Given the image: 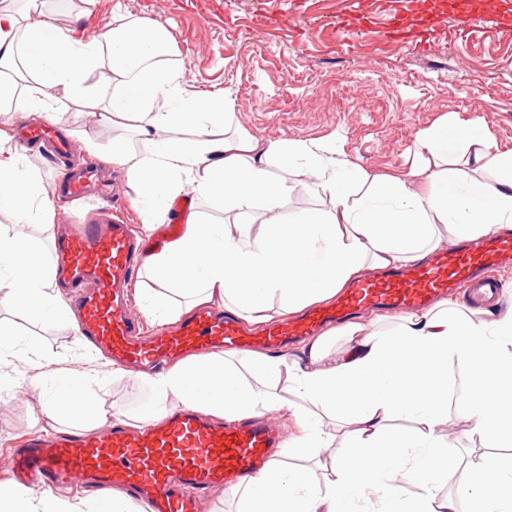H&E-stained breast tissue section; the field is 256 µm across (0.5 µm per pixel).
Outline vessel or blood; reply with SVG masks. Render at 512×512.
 Returning a JSON list of instances; mask_svg holds the SVG:
<instances>
[{
    "mask_svg": "<svg viewBox=\"0 0 512 512\" xmlns=\"http://www.w3.org/2000/svg\"><path fill=\"white\" fill-rule=\"evenodd\" d=\"M24 137L51 143L60 157L75 149L46 123L29 127ZM96 178V169L90 168L72 180L67 202L84 200ZM140 248L131 225L110 216L66 225L54 243L59 277L76 290L80 337L131 369L158 366L188 351L273 347L373 306L417 312L461 285L475 300L495 298L498 282L490 271L512 258V235L482 248L445 249L428 264L362 279L333 306L273 324L261 336L248 335L223 312L202 311L181 319L168 333L142 337V320L128 294ZM284 444L280 427L265 416L227 427L180 405L157 424L130 427L116 421L103 431L29 435L1 462L15 482L29 487L120 489L147 512H200L204 494L259 473Z\"/></svg>",
    "mask_w": 512,
    "mask_h": 512,
    "instance_id": "1",
    "label": "vessel or blood"
}]
</instances>
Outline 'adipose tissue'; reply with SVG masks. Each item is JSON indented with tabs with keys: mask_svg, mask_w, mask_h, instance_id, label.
I'll list each match as a JSON object with an SVG mask.
<instances>
[{
	"mask_svg": "<svg viewBox=\"0 0 512 512\" xmlns=\"http://www.w3.org/2000/svg\"><path fill=\"white\" fill-rule=\"evenodd\" d=\"M168 48L161 28L117 12L111 27L87 37L82 26L63 30L44 0H18L0 13V113L50 116L58 99L103 104L117 122L131 121L150 146L129 151L112 140V160L140 185L152 206L144 229L162 223L171 200L184 193L217 203L224 219L189 218L181 236L150 255L147 274L169 287L150 301L167 318L208 304L265 324L330 299L366 270L423 262L443 234L493 238L512 230V150L499 147L480 119L416 134L419 167L399 176L349 172L335 153L304 142L264 141L230 133L233 112L224 93L188 86L180 69L162 64ZM187 127L193 138H173ZM299 167L308 192L323 209L285 220L280 210L288 182L273 166ZM0 211L18 224L45 223L52 201L40 179L21 164V149L0 131ZM233 222L235 233L224 230ZM0 304L19 315H53L60 306L56 273L34 245L0 229ZM353 349L336 365L320 362L330 333L310 339L306 363L254 353L252 366L269 380L242 382L221 354L190 356L148 375L150 418L169 398L227 421L270 409L290 411L303 428V448L324 447L328 436L316 410L338 411L347 441L322 486L310 488L302 470L272 460L248 478L247 512H349L352 501L373 512H460L440 498L448 470L439 422L448 402V363L468 368L462 413L472 434L498 447L512 446V308L485 318L460 315L454 302L405 317L387 336L348 325ZM287 377L294 401L277 398L272 384ZM101 378L64 384L50 400L52 413L84 429L102 416ZM411 414L413 432L391 433L394 417ZM420 495L407 502L402 488ZM469 512H512V472L484 459L465 496Z\"/></svg>",
	"mask_w": 512,
	"mask_h": 512,
	"instance_id": "adipose-tissue-1",
	"label": "adipose tissue"
}]
</instances>
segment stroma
<instances>
[{
  "instance_id": "obj_1",
  "label": "stroma",
  "mask_w": 512,
  "mask_h": 512,
  "mask_svg": "<svg viewBox=\"0 0 512 512\" xmlns=\"http://www.w3.org/2000/svg\"><path fill=\"white\" fill-rule=\"evenodd\" d=\"M169 34L167 65L203 91L229 94L233 128L270 141H302L335 150L337 157L379 176L403 172L414 163L416 134L447 122L479 117L503 149H512V27L476 18L470 35L448 32L446 13L412 8L407 0H54L59 28L82 20L88 34L111 23L117 5ZM360 14L365 29L340 36V21ZM403 20L404 36L390 32ZM51 122L75 142L70 160H54L38 146L24 145V163L54 195L81 166H99L119 178L103 184L88 202L56 200L51 226L17 224L0 215V228L32 242L53 257L58 225L93 221L98 212L119 211L141 226L138 186L110 158L112 123L105 113L67 100L57 102ZM0 324L15 336L27 360L0 365V459L17 441L39 431L68 435L72 429L52 418L50 396L66 380L93 371L108 373L105 409L141 413L152 401L143 377H111L107 359L92 361L71 316L16 317L0 308ZM468 369L448 364V406L440 427L450 466L442 493L462 499L469 469L487 452L462 418L459 389ZM328 447L289 449L283 461L305 468L320 486L336 455L345 448L337 419L327 417Z\"/></svg>"
}]
</instances>
